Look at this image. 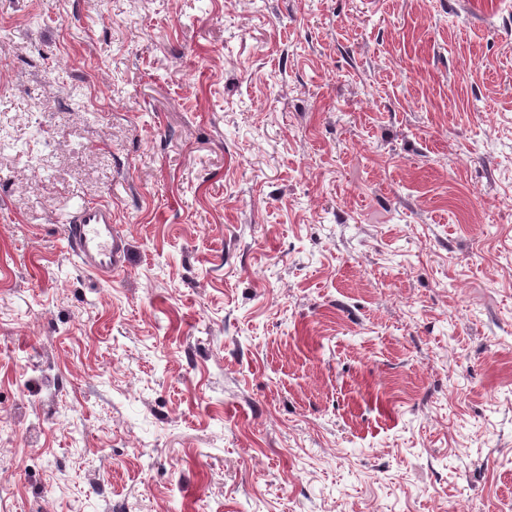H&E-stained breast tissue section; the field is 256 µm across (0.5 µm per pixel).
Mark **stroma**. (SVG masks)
<instances>
[{
  "label": "stroma",
  "instance_id": "35a3bbf8",
  "mask_svg": "<svg viewBox=\"0 0 512 512\" xmlns=\"http://www.w3.org/2000/svg\"><path fill=\"white\" fill-rule=\"evenodd\" d=\"M0 141V512H512V0H0ZM112 224L111 205L87 203L64 226L69 246L88 273L111 277L125 266L126 243Z\"/></svg>",
  "mask_w": 512,
  "mask_h": 512
}]
</instances>
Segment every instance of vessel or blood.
<instances>
[{"label": "vessel or blood", "instance_id": "obj_1", "mask_svg": "<svg viewBox=\"0 0 512 512\" xmlns=\"http://www.w3.org/2000/svg\"><path fill=\"white\" fill-rule=\"evenodd\" d=\"M65 235L80 266L88 273L109 276L124 267L126 243L113 225L111 205H81L68 219Z\"/></svg>", "mask_w": 512, "mask_h": 512}]
</instances>
